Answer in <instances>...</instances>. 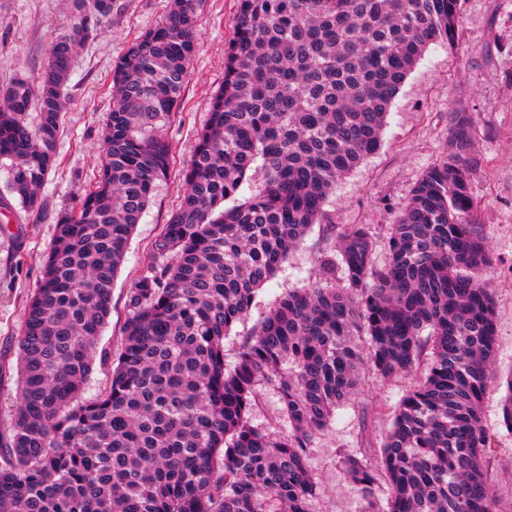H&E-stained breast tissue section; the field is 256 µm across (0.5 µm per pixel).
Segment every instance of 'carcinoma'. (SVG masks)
<instances>
[{
    "instance_id": "1",
    "label": "carcinoma",
    "mask_w": 512,
    "mask_h": 512,
    "mask_svg": "<svg viewBox=\"0 0 512 512\" xmlns=\"http://www.w3.org/2000/svg\"><path fill=\"white\" fill-rule=\"evenodd\" d=\"M201 0H173L112 72L95 185L56 216V237L18 341L17 404L0 445V512H311L313 438L369 366L427 374L400 399L376 464H344L365 499L378 479L386 512H494L483 465L481 402L497 346L491 249L470 174L471 119L453 116L430 166L374 261L367 228L335 234L315 284L288 294L224 363V338L313 224L336 181L381 144L392 100L425 49L454 45L462 0H240L212 98L182 178L180 207L127 297L125 342L109 387L78 400L112 306V281L172 146L176 108L198 46ZM69 32L34 84L0 89V158L11 191L40 219L57 161L76 51L117 0H72ZM38 111L30 126L27 112ZM254 182L240 200L245 181ZM428 335H423V332ZM276 390L280 434L253 423L259 387Z\"/></svg>"
}]
</instances>
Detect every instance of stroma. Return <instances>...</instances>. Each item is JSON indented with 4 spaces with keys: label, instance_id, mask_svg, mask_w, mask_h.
Wrapping results in <instances>:
<instances>
[{
    "label": "stroma",
    "instance_id": "stroma-1",
    "mask_svg": "<svg viewBox=\"0 0 512 512\" xmlns=\"http://www.w3.org/2000/svg\"><path fill=\"white\" fill-rule=\"evenodd\" d=\"M119 9L96 38L76 54L66 88L70 104L59 131L58 157L40 191L45 218L35 219L14 201L0 162V436L9 433L18 404V336L30 295L38 288L42 261L54 240L58 213L72 209L95 182L102 127L112 107V68L135 37L163 20L171 0H117ZM238 0H203L198 17L199 47L181 103L161 133L173 150L168 179L161 182L136 224L112 285V309L99 338V351L115 354L124 343L126 295L148 263L153 246L185 186L181 171L193 158L197 132L207 122L211 99L224 81V51L233 37ZM69 0H0V86L19 74L40 73L55 39L70 23ZM475 123L478 168L470 176L478 218L491 241L492 263L485 273L497 310L496 374L481 403L482 426L490 446L484 468L495 494V512H512V430L504 424L507 382L512 379V0H463L454 45L431 44L418 60L386 120L380 149L336 184L329 224L312 225L276 275L258 292L250 313L224 339V361L234 365L249 336L289 292L326 280L320 263L329 255L333 228L365 225L386 260L388 227L424 171L443 157L453 113ZM362 389L337 407L329 426L316 435L308 463L319 492L313 512H385L386 487L365 501L349 481L345 455L375 462L401 397L413 376L380 377L364 370Z\"/></svg>",
    "mask_w": 512,
    "mask_h": 512
}]
</instances>
